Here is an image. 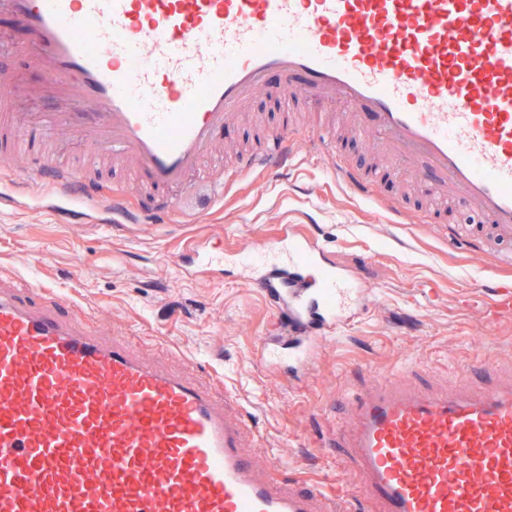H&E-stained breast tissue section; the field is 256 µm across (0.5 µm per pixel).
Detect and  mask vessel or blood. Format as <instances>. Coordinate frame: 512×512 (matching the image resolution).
Returning <instances> with one entry per match:
<instances>
[{"label":"vessel or blood","instance_id":"obj_1","mask_svg":"<svg viewBox=\"0 0 512 512\" xmlns=\"http://www.w3.org/2000/svg\"><path fill=\"white\" fill-rule=\"evenodd\" d=\"M70 110L28 121L0 95V126L37 147L62 129L141 181L188 188L227 118L271 88L345 107L354 132L425 184L471 208L491 245L512 239V0H0ZM302 87H295V79ZM328 169L352 192L373 184L325 134ZM302 148L272 130L238 178L277 177ZM34 181L59 220L103 200L125 223L128 193L102 196L51 156ZM234 264L273 307L263 360L299 373L317 343L355 317L367 285L318 236L284 224ZM487 319L512 315V279L485 278ZM25 279L0 280V512H348L320 489L264 475L256 429L231 394L101 341ZM337 433L372 512H512V386L437 391L382 377Z\"/></svg>","mask_w":512,"mask_h":512}]
</instances>
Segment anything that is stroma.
Here are the masks:
<instances>
[{
	"mask_svg": "<svg viewBox=\"0 0 512 512\" xmlns=\"http://www.w3.org/2000/svg\"><path fill=\"white\" fill-rule=\"evenodd\" d=\"M2 79L16 112L63 107L48 75L25 55L0 51ZM319 109L305 98L295 114L305 148L288 178L255 174L228 183L219 200L207 190L192 197L179 188L141 191L136 204L146 210L164 197L179 202L168 223L65 224L49 212L0 207V278L24 277L67 296L74 316L89 318L98 335L128 337L144 358L216 374L217 389L235 393L259 430L260 464L352 497L361 493L354 464L326 442L335 426L348 423L351 398L370 393L382 374L406 365L442 388L464 377L477 388L512 383V316L490 324L480 309L461 302L471 282L512 276V266L478 242L450 243L467 228L468 211L433 223H388L391 201L416 213L426 208L404 171L378 176L374 199L351 195L324 164L312 128ZM283 115L279 101L258 91L225 124L195 183L207 182L208 171L235 166ZM48 144L79 179L124 189L121 168L83 170L88 147L80 132H58ZM309 216L336 266L357 271L373 291L361 314L322 343L310 373L292 382L261 359V341L274 331L271 309L237 270L219 278L188 275L170 257L199 246L241 248L276 225L303 226Z\"/></svg>",
	"mask_w": 512,
	"mask_h": 512,
	"instance_id": "35a3bbf8",
	"label": "stroma"
}]
</instances>
